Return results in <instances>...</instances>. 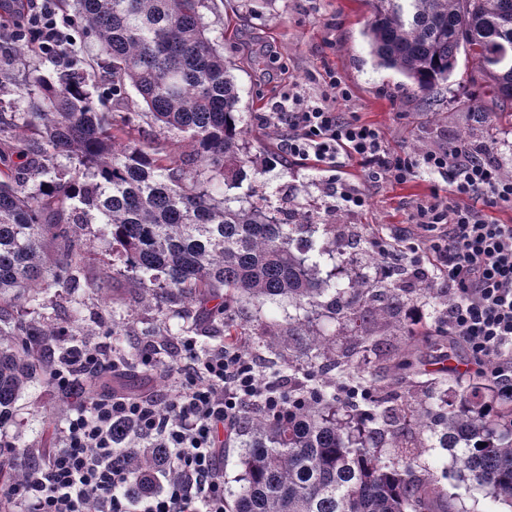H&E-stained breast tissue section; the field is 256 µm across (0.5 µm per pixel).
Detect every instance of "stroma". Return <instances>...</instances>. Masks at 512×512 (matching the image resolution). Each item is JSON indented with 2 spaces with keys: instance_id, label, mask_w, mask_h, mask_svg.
Instances as JSON below:
<instances>
[{
  "instance_id": "stroma-1",
  "label": "stroma",
  "mask_w": 512,
  "mask_h": 512,
  "mask_svg": "<svg viewBox=\"0 0 512 512\" xmlns=\"http://www.w3.org/2000/svg\"><path fill=\"white\" fill-rule=\"evenodd\" d=\"M368 16L365 0H224L218 12L206 13L204 21L211 36L223 43L224 56L233 65L247 148L262 170L261 175H247L232 189V196H270L283 215L296 205H306L318 223L339 225L341 233L359 239L373 254L378 245L395 249L404 238L420 237V230L409 224L408 215L432 192H445V179L421 173L401 185L374 184L344 156L333 165L291 158L283 133L265 121L271 105L292 89L320 99L334 75L349 92L346 111L357 113L362 121L376 127L390 151L413 153L436 148L466 133L471 143L489 146L507 172H512V109L495 113L492 122H476L474 110L480 91L470 82L475 65L463 56L447 88L427 98L414 94L402 76L377 67L369 55L362 36ZM346 192L365 194L366 205L348 206L342 199ZM95 251L87 270L89 285L79 291L86 309H96L95 289L102 286L115 306L132 313L136 329L163 328L165 313L143 303L123 279L113 277V268L120 264L119 254L101 241L96 242ZM294 313L284 301L248 308L253 333L243 337L240 347L253 358L261 375L302 378L310 357L307 348L289 350L284 336L273 337L268 344L254 337L256 331L287 325ZM365 327L376 335L380 346L366 352L361 365L377 384L395 383L393 357L404 348L418 350L423 370L435 372L436 349L417 338L392 332L373 319L367 320ZM69 409V402L55 388L35 384L18 401L5 431L17 444L51 447L44 432L51 428L53 419ZM419 463L447 493L455 512H486V489L457 476L451 452L440 447L436 436H429Z\"/></svg>"
}]
</instances>
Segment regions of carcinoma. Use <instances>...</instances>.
<instances>
[{
  "label": "carcinoma",
  "instance_id": "carcinoma-1",
  "mask_svg": "<svg viewBox=\"0 0 512 512\" xmlns=\"http://www.w3.org/2000/svg\"><path fill=\"white\" fill-rule=\"evenodd\" d=\"M363 29L377 66L403 75L410 88L432 95L447 83L458 54L477 65L472 81L512 102V0H367ZM85 34L106 56L118 89L133 87L147 108L148 128L132 133L125 120L98 111L90 72L66 66L26 85L0 68L2 96L27 103L25 112H0V426L36 381L49 382L64 355L63 336L78 340L132 333L129 313L106 309L84 315L76 301L63 319L43 314L46 299L83 287L94 257L91 238L122 257L117 275L148 304L167 308L173 323L149 336H183L194 308L224 327V340L243 336L311 337L305 380L288 388L285 409L247 415L242 485L231 512H450L444 494L418 458L424 435L461 449L453 462L462 479L512 507V403L489 406L495 382L476 372L453 384L445 405L414 397L420 359L396 365L406 394L354 373V357L372 349L367 332L341 353L312 329L313 314L347 321L379 318L405 330L398 311L412 292L407 270L387 271L378 285L366 272L348 280L321 272L325 258L355 242L336 239V225L316 224L301 209L294 223L277 217L262 198L242 201L214 192L232 189L249 163L240 126V91L224 52L203 21L217 0H73ZM16 51L38 54L39 24L15 0L3 16ZM182 134L190 152L153 146L154 128ZM286 299L296 311L284 328L254 333L240 302ZM348 377L351 384L340 381ZM104 377L81 376L70 399L88 404ZM333 392H328V389ZM126 446L122 462L135 498L165 476V449Z\"/></svg>",
  "mask_w": 512,
  "mask_h": 512
}]
</instances>
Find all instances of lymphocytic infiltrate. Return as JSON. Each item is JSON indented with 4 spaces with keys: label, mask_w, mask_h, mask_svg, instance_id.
Here are the masks:
<instances>
[{
    "label": "lymphocytic infiltrate",
    "mask_w": 512,
    "mask_h": 512,
    "mask_svg": "<svg viewBox=\"0 0 512 512\" xmlns=\"http://www.w3.org/2000/svg\"><path fill=\"white\" fill-rule=\"evenodd\" d=\"M28 7L41 25L42 53L60 59L69 34L54 0H28ZM330 87L318 102L289 94L272 105L268 122L287 129L289 155L332 165L343 154L375 182L447 174V195L417 203L408 217L430 231V239L406 243L383 258L430 265L450 297L443 331L461 341L472 358L491 365L500 396H512V224L491 216L512 205V176L482 144L457 141L416 155L390 152L378 130L338 111V103L349 98L340 80H331ZM133 350L129 356L107 342L81 344L56 368L53 382L64 390L77 375L114 373L133 357L153 365L150 343H136ZM167 374L172 391L136 398L105 391L71 409L57 426L53 448H18L0 434L1 448L30 460L21 484H0V512H85L91 500L97 512H224V451L216 446L217 434L238 432L248 407L282 409L285 386L259 378L237 346L201 349L191 336L178 340ZM121 423L131 424L149 446L165 449V464L177 480L129 497L130 477L113 437Z\"/></svg>",
    "instance_id": "obj_1"
}]
</instances>
